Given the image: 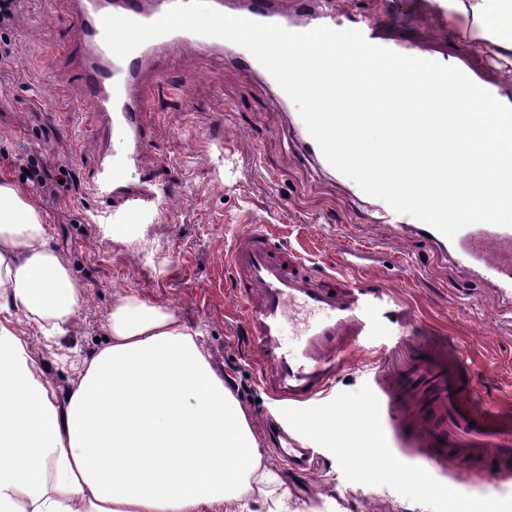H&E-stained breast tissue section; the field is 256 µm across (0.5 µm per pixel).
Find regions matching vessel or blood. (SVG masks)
Returning a JSON list of instances; mask_svg holds the SVG:
<instances>
[{
    "label": "vessel or blood",
    "mask_w": 512,
    "mask_h": 512,
    "mask_svg": "<svg viewBox=\"0 0 512 512\" xmlns=\"http://www.w3.org/2000/svg\"><path fill=\"white\" fill-rule=\"evenodd\" d=\"M175 2L74 0L76 42L61 47L65 55L73 56L86 97L102 117L99 131L90 138L99 148L95 184L129 215L147 211L158 196L142 177V157L148 146L147 102L152 94L148 75L157 70L161 56L178 48L199 54L219 49L243 71L257 64L249 51L235 43L188 31L150 40L123 59L105 44L104 16L152 22ZM241 16L297 33L309 31L308 20L315 16L331 29L359 31L372 45L405 56L417 54L414 46L383 36L356 15L344 19L332 8L314 13L311 0H252ZM385 215L388 223L418 228L431 241L441 238L440 232L412 216L390 209ZM226 265L245 325L246 353L262 366L263 390L290 407L330 390L350 353L376 333L380 322L394 325L398 335L404 336L415 321L414 312L393 300L382 286H364L353 277L312 271L304 257L265 224L246 226L227 253ZM299 309L309 312L311 319L304 322L297 347L291 350L281 345L280 338ZM418 351L417 345H410L402 364L410 390L400 389L393 374L382 373L375 416L390 418L401 435L421 447L432 465L457 469L469 464L490 477L511 478L512 414L479 398L461 357L444 347L426 357ZM268 426L281 458L302 466L306 449L276 418H269Z\"/></svg>",
    "instance_id": "b4317fda"
}]
</instances>
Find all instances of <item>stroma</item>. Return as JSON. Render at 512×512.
Wrapping results in <instances>:
<instances>
[{"label":"stroma","instance_id":"stroma-1","mask_svg":"<svg viewBox=\"0 0 512 512\" xmlns=\"http://www.w3.org/2000/svg\"><path fill=\"white\" fill-rule=\"evenodd\" d=\"M342 5L388 36L466 54L486 81L512 85V73L475 55L464 24L436 20L423 0ZM73 36V0H17L12 25L0 29V83L13 89L0 101V179L45 213L57 250L84 288L70 336L32 341L59 394L71 386L75 362L99 349L113 303L132 291L201 330L290 505L303 512H448L454 498L463 512H512V481L434 466L394 436L388 419L365 431L377 396L376 358L397 341L389 330L366 339L332 391L309 405L298 437L313 452L311 469L294 474L264 433L263 417L283 408L265 396L260 366L243 352L245 328L224 266L252 220L276 225L285 243L306 247L319 271L341 270L344 252L361 256L357 278L383 284L416 311L415 341L463 351L481 398L512 411V289L502 278L512 271V243L491 245L494 273L459 263L454 252L436 254L407 230H389L355 182L305 152L293 134L295 104L275 105L261 76L246 75L220 53L175 52L154 75L143 167L163 194L150 211L127 217L91 183L97 158L82 139L96 131L100 115L84 98L72 58L58 50ZM32 157L72 170L76 184L55 194L34 186L25 173ZM389 464L398 477L387 476ZM427 485L448 487L450 498L424 494Z\"/></svg>","mask_w":512,"mask_h":512}]
</instances>
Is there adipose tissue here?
I'll list each match as a JSON object with an SVG mask.
<instances>
[{
  "label": "adipose tissue",
  "mask_w": 512,
  "mask_h": 512,
  "mask_svg": "<svg viewBox=\"0 0 512 512\" xmlns=\"http://www.w3.org/2000/svg\"><path fill=\"white\" fill-rule=\"evenodd\" d=\"M512 70V0H429ZM84 290L45 214L0 182V512H288L250 417L199 329L128 293L59 396L15 327L69 335Z\"/></svg>",
  "instance_id": "adipose-tissue-1"
}]
</instances>
